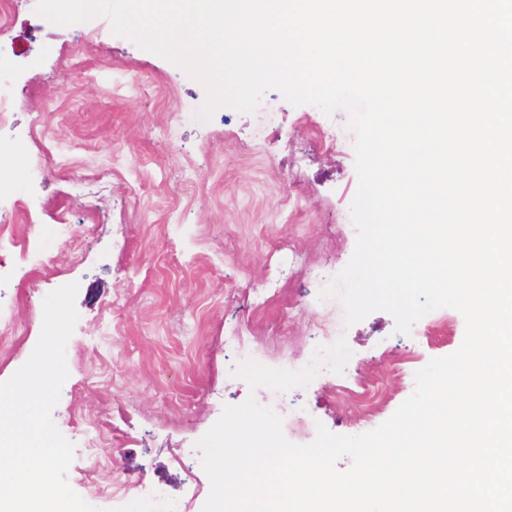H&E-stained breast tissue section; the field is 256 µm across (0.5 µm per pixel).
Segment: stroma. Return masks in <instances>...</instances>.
Here are the masks:
<instances>
[{
	"label": "stroma",
	"mask_w": 512,
	"mask_h": 512,
	"mask_svg": "<svg viewBox=\"0 0 512 512\" xmlns=\"http://www.w3.org/2000/svg\"><path fill=\"white\" fill-rule=\"evenodd\" d=\"M27 0L8 28L14 48L0 82L17 99L0 142L13 144L32 166L34 129L52 148V166L33 180L17 178L0 197V221L21 201L36 224L44 272L25 282H0V307L28 322L29 333L0 351V381L30 357L41 334L43 301L77 283L79 318L65 347L69 376L52 417L73 447L67 474L88 504L108 512L111 500L93 484L112 489L145 483L163 489L179 512H202L210 481L200 463V439L224 406L255 397L301 410L284 420L285 437L307 444L317 424L359 435L389 419L413 392L396 371L457 351L465 320L442 308L425 315L411 335L376 311L342 328L351 351L343 373L322 370L305 387L250 389L235 376L242 358L225 347L238 327L253 360L298 370L322 345L325 315L343 319L338 299L319 300L315 269L332 279L350 261L356 228L350 205L358 186L349 115H325L294 106L268 91L251 113L218 108L197 112L205 90L180 67L114 35L107 17L94 28L60 26ZM174 124L178 138L159 135ZM335 134V143L326 135ZM111 183L87 213L80 184L97 171ZM95 220L81 250L60 249V222ZM279 291L251 311L253 289L267 280ZM124 295L125 306L112 311ZM91 348L92 364L74 352ZM380 388L381 410L363 414L360 385ZM100 422L99 464L86 475L88 453L77 425L87 410Z\"/></svg>",
	"instance_id": "obj_1"
}]
</instances>
